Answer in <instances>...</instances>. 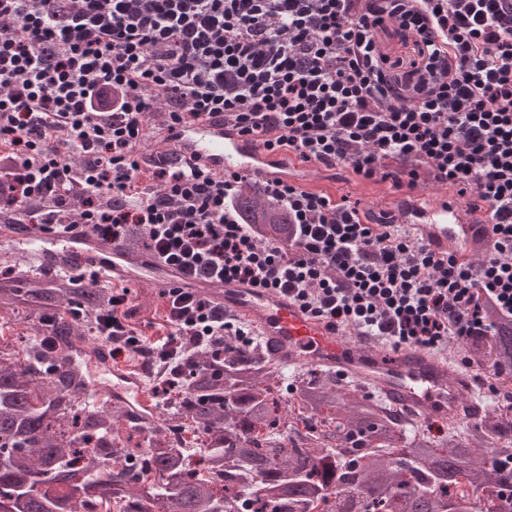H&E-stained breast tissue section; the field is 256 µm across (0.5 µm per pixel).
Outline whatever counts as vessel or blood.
Listing matches in <instances>:
<instances>
[{"instance_id":"b4317fda","label":"vessel or blood","mask_w":512,"mask_h":512,"mask_svg":"<svg viewBox=\"0 0 512 512\" xmlns=\"http://www.w3.org/2000/svg\"><path fill=\"white\" fill-rule=\"evenodd\" d=\"M148 160L165 159L224 175H257L307 188L314 168L265 147L255 136L212 118L191 127L165 130L159 147L147 150ZM389 212L417 240L439 254L453 253L470 262L487 252V226L476 223L467 199L448 191L415 188L390 198ZM0 243L22 246L43 268L92 269L112 284L144 283L165 289L180 286L209 296L225 310L247 321L280 367L296 371L319 366L358 386L377 391L393 406L433 420L459 419L479 406L472 382L448 358L412 346L398 349L378 341L356 342L328 321L315 318L288 296L251 283L196 280L147 253L101 241L90 230L33 237L18 227L0 226ZM93 361L118 379L114 392L127 395L133 410L150 411L140 379L114 368L109 351L87 350Z\"/></svg>"}]
</instances>
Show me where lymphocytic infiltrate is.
<instances>
[{
    "label": "lymphocytic infiltrate",
    "mask_w": 512,
    "mask_h": 512,
    "mask_svg": "<svg viewBox=\"0 0 512 512\" xmlns=\"http://www.w3.org/2000/svg\"><path fill=\"white\" fill-rule=\"evenodd\" d=\"M401 37L404 55L381 39ZM164 126L220 116L267 147L410 189L477 199L489 253L436 254L390 214L280 181L146 164ZM152 168L158 182L142 181ZM253 184L264 203L235 200ZM132 235L190 278L248 281L368 340L432 351L512 319V0H0V217ZM167 335L112 295L95 336L161 358L182 336L254 344L200 294H163Z\"/></svg>",
    "instance_id": "lymphocytic-infiltrate-1"
}]
</instances>
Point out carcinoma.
<instances>
[{
	"label": "carcinoma",
	"mask_w": 512,
	"mask_h": 512,
	"mask_svg": "<svg viewBox=\"0 0 512 512\" xmlns=\"http://www.w3.org/2000/svg\"><path fill=\"white\" fill-rule=\"evenodd\" d=\"M112 289L85 274H49L13 253L0 271V308L36 335L0 344V512H512V473L480 465L512 456V394L479 422H423L327 370L305 369L287 394L270 352L225 340L186 356L188 381L171 413L204 448L193 461L156 425L132 420L114 396L93 404L65 367L79 327L111 309ZM82 318L74 317V311ZM512 368V322L476 338L471 358ZM319 429L302 433L297 421ZM260 481L248 486L241 473Z\"/></svg>",
	"instance_id": "cac0c4a2"
}]
</instances>
